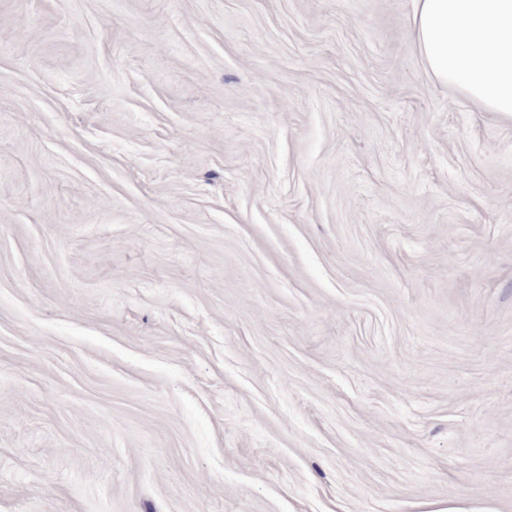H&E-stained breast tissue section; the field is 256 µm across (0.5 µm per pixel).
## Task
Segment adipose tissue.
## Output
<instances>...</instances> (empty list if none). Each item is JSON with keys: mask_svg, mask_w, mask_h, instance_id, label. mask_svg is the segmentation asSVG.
I'll list each match as a JSON object with an SVG mask.
<instances>
[{"mask_svg": "<svg viewBox=\"0 0 512 512\" xmlns=\"http://www.w3.org/2000/svg\"><path fill=\"white\" fill-rule=\"evenodd\" d=\"M413 26L435 79L512 114V0H414Z\"/></svg>", "mask_w": 512, "mask_h": 512, "instance_id": "adipose-tissue-1", "label": "adipose tissue"}]
</instances>
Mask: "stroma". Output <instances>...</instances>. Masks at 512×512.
<instances>
[{
    "label": "stroma",
    "instance_id": "35a3bbf8",
    "mask_svg": "<svg viewBox=\"0 0 512 512\" xmlns=\"http://www.w3.org/2000/svg\"><path fill=\"white\" fill-rule=\"evenodd\" d=\"M412 0H0V512H512V116Z\"/></svg>",
    "mask_w": 512,
    "mask_h": 512
}]
</instances>
